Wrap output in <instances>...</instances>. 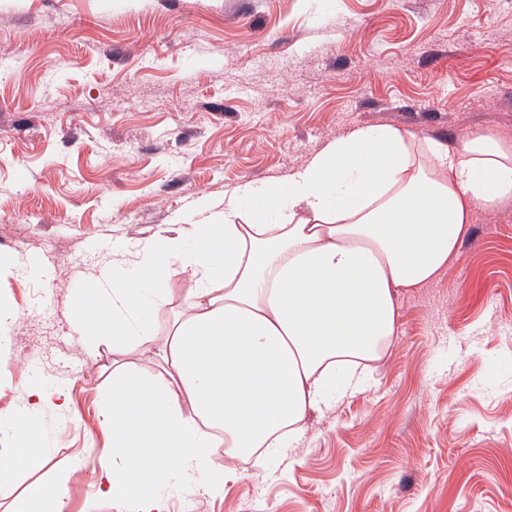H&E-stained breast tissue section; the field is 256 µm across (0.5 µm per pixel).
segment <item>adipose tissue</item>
I'll list each match as a JSON object with an SVG mask.
<instances>
[{
  "label": "adipose tissue",
  "instance_id": "adipose-tissue-1",
  "mask_svg": "<svg viewBox=\"0 0 512 512\" xmlns=\"http://www.w3.org/2000/svg\"><path fill=\"white\" fill-rule=\"evenodd\" d=\"M512 199V142L472 132L455 145L392 126L336 138L287 183L247 181L201 220L134 251L120 274L82 289L72 315L88 347L150 348L172 323L159 370L118 366L104 426L110 442L98 493L138 495V512H164L144 484L192 471L217 493L227 459L285 451L311 414L361 390L368 363L396 334L404 290L433 281L459 253L475 209ZM188 278L184 308L169 287ZM0 453V477L50 463L39 423Z\"/></svg>",
  "mask_w": 512,
  "mask_h": 512
}]
</instances>
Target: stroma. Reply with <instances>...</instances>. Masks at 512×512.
<instances>
[{"instance_id":"stroma-1","label":"stroma","mask_w":512,"mask_h":512,"mask_svg":"<svg viewBox=\"0 0 512 512\" xmlns=\"http://www.w3.org/2000/svg\"><path fill=\"white\" fill-rule=\"evenodd\" d=\"M512 140V0H0V451L28 383L49 467L0 479V512L63 477L64 512H137L97 491L115 365L77 292L131 266L115 242L199 220L246 181H287L353 129ZM164 512H512V201L400 299L367 386L296 447L240 460Z\"/></svg>"}]
</instances>
